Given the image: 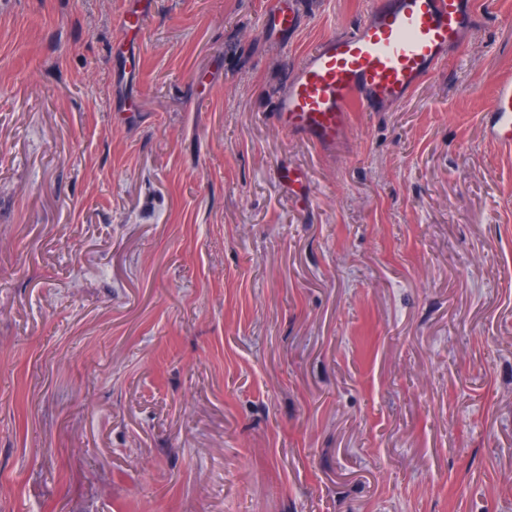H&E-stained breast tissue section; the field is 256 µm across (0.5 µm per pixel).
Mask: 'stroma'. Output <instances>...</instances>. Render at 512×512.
<instances>
[{"mask_svg":"<svg viewBox=\"0 0 512 512\" xmlns=\"http://www.w3.org/2000/svg\"><path fill=\"white\" fill-rule=\"evenodd\" d=\"M130 2L0 0V512H512V0L330 153L369 0ZM141 2H134L132 6L119 18L118 27L122 34V41L118 47L124 45L133 33H139L144 29L150 9L141 7ZM299 15L293 4L285 0H272L264 17L265 27L274 32L294 30L298 25ZM484 140L504 149H512V81L497 84L492 107L483 116Z\"/></svg>","mask_w":512,"mask_h":512,"instance_id":"obj_1","label":"stroma"}]
</instances>
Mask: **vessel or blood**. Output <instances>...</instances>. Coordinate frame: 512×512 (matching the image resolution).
I'll return each mask as SVG.
<instances>
[{
    "instance_id": "obj_1",
    "label": "vessel or blood",
    "mask_w": 512,
    "mask_h": 512,
    "mask_svg": "<svg viewBox=\"0 0 512 512\" xmlns=\"http://www.w3.org/2000/svg\"><path fill=\"white\" fill-rule=\"evenodd\" d=\"M148 8L119 18L123 37L141 32ZM477 19L475 0H371L367 18L322 40L295 67L272 107L276 125L321 149L342 143L352 110L384 112L404 103L460 43ZM299 15L286 0H271L267 29H295ZM483 137L512 149V81L497 84L483 116Z\"/></svg>"
}]
</instances>
